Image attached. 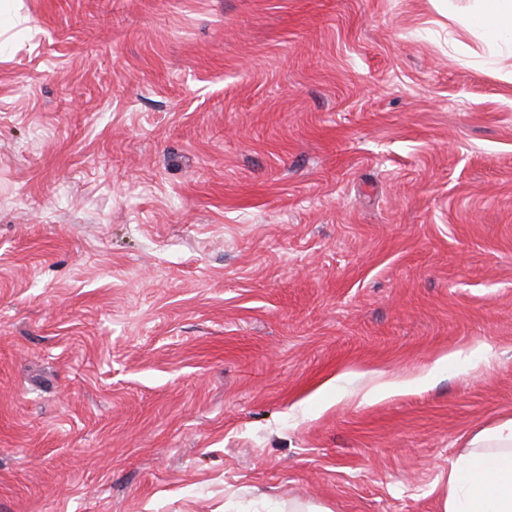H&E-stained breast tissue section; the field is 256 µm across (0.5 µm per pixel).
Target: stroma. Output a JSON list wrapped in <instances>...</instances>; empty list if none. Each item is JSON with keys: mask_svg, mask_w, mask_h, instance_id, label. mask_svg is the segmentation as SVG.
Returning <instances> with one entry per match:
<instances>
[{"mask_svg": "<svg viewBox=\"0 0 512 512\" xmlns=\"http://www.w3.org/2000/svg\"><path fill=\"white\" fill-rule=\"evenodd\" d=\"M491 54L436 0H11L0 512H443L512 416Z\"/></svg>", "mask_w": 512, "mask_h": 512, "instance_id": "obj_1", "label": "stroma"}]
</instances>
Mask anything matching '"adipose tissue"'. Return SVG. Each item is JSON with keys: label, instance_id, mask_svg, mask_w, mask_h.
Returning <instances> with one entry per match:
<instances>
[{"label": "adipose tissue", "instance_id": "adipose-tissue-1", "mask_svg": "<svg viewBox=\"0 0 512 512\" xmlns=\"http://www.w3.org/2000/svg\"><path fill=\"white\" fill-rule=\"evenodd\" d=\"M458 22L512 55V0H473ZM443 512H512V417L477 432L452 462Z\"/></svg>", "mask_w": 512, "mask_h": 512}]
</instances>
